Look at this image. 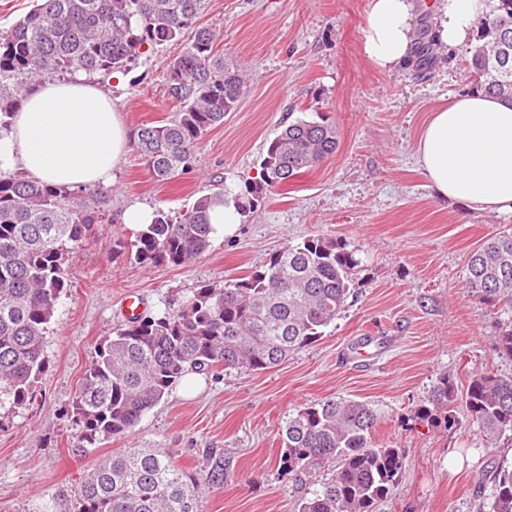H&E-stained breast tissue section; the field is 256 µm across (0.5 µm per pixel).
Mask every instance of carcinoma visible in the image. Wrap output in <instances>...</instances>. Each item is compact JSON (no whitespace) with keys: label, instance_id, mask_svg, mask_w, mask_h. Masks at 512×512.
<instances>
[{"label":"carcinoma","instance_id":"carcinoma-1","mask_svg":"<svg viewBox=\"0 0 512 512\" xmlns=\"http://www.w3.org/2000/svg\"><path fill=\"white\" fill-rule=\"evenodd\" d=\"M206 0H33L32 9L0 31V129L30 85L44 75L85 72L103 78L127 70L139 56L173 41L182 49L166 73L171 116L135 126L130 144L158 182L195 169V148L224 123L244 95V81L216 50L213 31L198 23ZM466 58L474 88L512 104V0H489ZM435 37L415 42L416 68L436 61ZM336 128L297 118L284 126L260 160L259 178L243 193L218 191L190 207L154 212L127 243L139 265L180 266L204 255L214 225L210 213L234 204L240 219L266 192L318 166L336 152ZM98 190H70L22 172H0V407L21 408L34 397L45 365V336L60 297L71 287L70 252L92 234ZM360 260L347 242L314 235L269 262L224 282H206L160 315L113 328L95 350L72 400L76 451L130 434L190 371L271 369L324 335L354 296ZM463 284L491 311L512 314V231L491 234L467 260ZM496 351L512 359V323ZM462 400L479 435L495 444L512 433V377L473 376L457 394L442 375L416 418L451 428L452 403ZM381 416L367 402L330 396L288 416L282 430L284 465L313 482L295 512H374L394 494L403 468L399 449L378 445ZM224 482L217 462L188 471L162 448H121L80 478L76 512H202L203 491ZM481 512H512V468L493 472Z\"/></svg>","mask_w":512,"mask_h":512}]
</instances>
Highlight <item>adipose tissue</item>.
Instances as JSON below:
<instances>
[{
  "instance_id": "adipose-tissue-1",
  "label": "adipose tissue",
  "mask_w": 512,
  "mask_h": 512,
  "mask_svg": "<svg viewBox=\"0 0 512 512\" xmlns=\"http://www.w3.org/2000/svg\"><path fill=\"white\" fill-rule=\"evenodd\" d=\"M441 47L466 44L486 0H437ZM413 0H369L363 53L390 71L409 58ZM127 147V127L102 85L78 74L35 82L7 132L0 135V169L71 188L111 184ZM416 159L436 198L475 210L512 211V106L466 93L431 112Z\"/></svg>"
}]
</instances>
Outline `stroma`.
Wrapping results in <instances>:
<instances>
[{
    "instance_id": "stroma-1",
    "label": "stroma",
    "mask_w": 512,
    "mask_h": 512,
    "mask_svg": "<svg viewBox=\"0 0 512 512\" xmlns=\"http://www.w3.org/2000/svg\"><path fill=\"white\" fill-rule=\"evenodd\" d=\"M367 2L207 0L200 21L241 69L247 93L200 141L193 173L162 184L134 150L120 158L103 189V220L69 255L73 286L46 335L36 400L0 409V512H74L83 473L132 447L165 449L193 470L221 461L224 482L206 489L203 512H294L311 483L283 471L281 428L295 408L331 394L372 404L382 418L377 441L404 456L395 494L375 512H477L488 471L512 465V447H487L464 408L450 430L414 415L440 375L461 391L480 372L512 376V360L494 348L506 316L462 283L470 252L512 229V212L437 200L415 159L429 112L472 90L466 51L438 52L425 74L408 64L377 70L362 52ZM179 51H149L109 84L127 127L170 115L166 68ZM298 117L333 124L336 154L268 192L233 235L214 234L205 255L180 266H140L121 252L133 231L119 220L126 207L176 212L222 188L243 190L265 144ZM317 234L346 240L361 260L355 297L323 336L270 370L180 382L132 435L73 454L71 403L99 342L124 322L127 292L155 316L199 284L241 275Z\"/></svg>"
}]
</instances>
